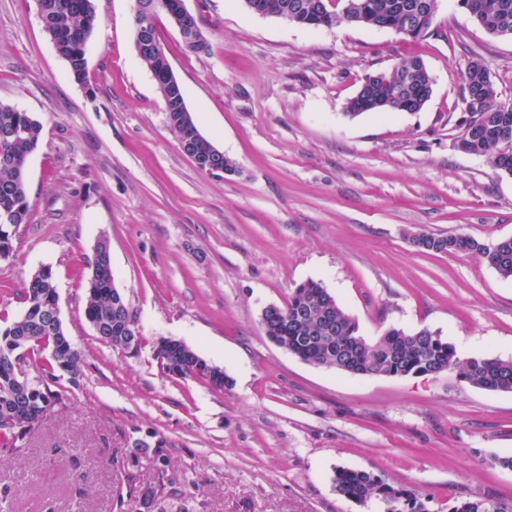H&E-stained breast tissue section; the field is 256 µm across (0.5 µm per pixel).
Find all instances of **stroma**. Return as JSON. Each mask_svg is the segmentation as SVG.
<instances>
[{
	"label": "stroma",
	"instance_id": "35a3bbf8",
	"mask_svg": "<svg viewBox=\"0 0 512 512\" xmlns=\"http://www.w3.org/2000/svg\"><path fill=\"white\" fill-rule=\"evenodd\" d=\"M99 26L76 82L36 0H0V101L42 124L27 171L29 219L0 258V326L24 311L32 272L53 268L59 311L82 353L22 448L0 449L7 512H387L340 495L336 469L410 492L427 512L493 496L512 503V392L437 376L350 375L307 364L260 326L264 307L323 282L372 340L428 328L512 359V280L476 254L417 247L426 233L489 245L512 237V176L461 151L464 74L480 54L512 103V36L487 35L438 0L426 37L340 23L318 30L185 0L209 42L158 34L201 133L235 164L201 172L169 131L134 47V0H94ZM421 58L433 92L417 112L345 114L364 78ZM138 317L137 349L102 343L84 315L99 239ZM181 340L231 385L166 375ZM165 460L134 455L143 439ZM156 504L142 505L145 491Z\"/></svg>",
	"mask_w": 512,
	"mask_h": 512
}]
</instances>
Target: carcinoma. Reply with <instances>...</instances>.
<instances>
[{
	"instance_id": "obj_1",
	"label": "carcinoma",
	"mask_w": 512,
	"mask_h": 512,
	"mask_svg": "<svg viewBox=\"0 0 512 512\" xmlns=\"http://www.w3.org/2000/svg\"><path fill=\"white\" fill-rule=\"evenodd\" d=\"M257 11L269 5L284 13L296 5L316 4L317 18L324 27L343 21L379 29H391L419 38L427 33L433 16L425 13L422 27L406 30V19L419 4L428 0H249ZM343 3L342 8L336 4ZM466 11L493 37L512 36V0H467ZM44 29L55 40V48L68 64L75 80L83 83L87 59L83 48L99 24L94 0H39ZM162 12L155 5L149 14H133L135 41L144 38L160 43L155 21ZM466 69L464 100L471 103L475 120L467 125L460 142L466 149L490 158L492 165L512 175V104L497 101L494 85L476 92L479 72L473 65ZM432 77L418 58L407 59L387 73L365 77L360 94L346 103L347 115L366 112H417L431 96ZM167 125L179 143L193 136L192 154L210 158L213 143L199 130L191 111L166 113ZM42 134L41 123L29 113L0 102V258L12 252V237L26 223L29 202L26 189V165ZM417 246L428 251L475 253L481 255L498 274L512 279V237L491 245L462 236L422 234ZM85 317L90 324L108 327L104 342L115 349L132 348L126 333L116 328L120 317L137 326L130 304L121 300L112 274L108 241L101 239L88 266ZM58 302L53 270L38 268L31 273L23 291V315L0 327V421L9 419L13 426L0 424V447L16 448L26 432L32 430L47 412V407L61 400V394L49 383L67 374L76 382L81 372V353L71 343L66 331L51 320L52 303ZM261 327L277 346L318 367L335 368L348 374L386 377L439 375L458 370L459 379L489 391L512 392V360L475 354L460 359L456 348L439 333L422 328L408 333L390 327L374 340L358 334L356 320L344 311L336 297L320 281L309 280L292 289L283 306L272 305L260 315ZM47 350L50 357L38 363L34 354ZM156 356L162 369L180 378H198L222 390L230 378L218 367L201 358L185 342L179 346L158 345ZM336 491L348 499L366 503L377 496L390 505L388 512H422L410 495L393 488L379 477L364 471L336 470ZM452 512H512L494 497L465 500Z\"/></svg>"
}]
</instances>
